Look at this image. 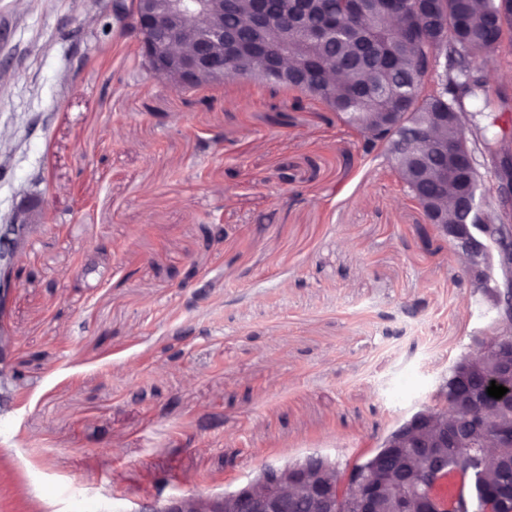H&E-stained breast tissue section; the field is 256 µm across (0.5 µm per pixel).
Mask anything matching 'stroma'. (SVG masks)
<instances>
[{
    "mask_svg": "<svg viewBox=\"0 0 512 512\" xmlns=\"http://www.w3.org/2000/svg\"><path fill=\"white\" fill-rule=\"evenodd\" d=\"M109 7L0 0V225L38 195L17 257L36 277L0 318V512H137L312 453L351 466L492 311L351 126L319 104L276 124L290 95L255 82L178 90L103 33Z\"/></svg>",
    "mask_w": 512,
    "mask_h": 512,
    "instance_id": "1",
    "label": "stroma"
}]
</instances>
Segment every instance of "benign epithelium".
Masks as SVG:
<instances>
[{"instance_id":"obj_1","label":"benign epithelium","mask_w":512,"mask_h":512,"mask_svg":"<svg viewBox=\"0 0 512 512\" xmlns=\"http://www.w3.org/2000/svg\"><path fill=\"white\" fill-rule=\"evenodd\" d=\"M132 20L150 71L184 91L194 90L204 77L224 80V0H130ZM492 190L498 200L494 220L486 218L484 202L472 210L468 224H435V228L456 246L464 270L475 285L483 278V257L495 251L500 276L492 283V303L501 320L511 328L508 335L482 337L469 353L477 363L494 354L500 377L509 379L508 392L493 406L475 403L467 385L469 370H460L453 395L439 388L430 404L389 433L380 455L387 465L363 470L336 469L321 456H309L294 463L264 468L259 475L226 490L221 495L186 494L157 498L139 512H293L302 504L306 512H377V504L390 497L394 487L402 489L400 512H458L459 497L453 489L470 476L448 471L445 449L452 441L471 435L483 436L477 445L478 461L484 467L491 459L501 460L502 449L512 448V418L501 417L512 408V129L505 131L504 146L498 150ZM32 205L25 202L7 231L0 233V316L15 280L13 267L18 248L31 222ZM457 415L459 426L448 428V414ZM412 451L427 465L429 481L416 484L403 469L405 454ZM507 482L485 488L482 512H501L508 500Z\"/></svg>"}]
</instances>
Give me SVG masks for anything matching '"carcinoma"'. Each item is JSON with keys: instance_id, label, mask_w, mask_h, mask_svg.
Instances as JSON below:
<instances>
[{"instance_id": "cac0c4a2", "label": "carcinoma", "mask_w": 512, "mask_h": 512, "mask_svg": "<svg viewBox=\"0 0 512 512\" xmlns=\"http://www.w3.org/2000/svg\"><path fill=\"white\" fill-rule=\"evenodd\" d=\"M270 16L264 39L271 51L288 43L295 0H267ZM251 0H224V29L235 30ZM395 23L387 28L367 8L348 11V0H306L304 24L320 31L316 39L297 41V63L284 71L267 68L263 59L226 55L224 78L255 80L274 90L293 92V107L318 102L365 138L363 155L380 153L392 160L404 188L426 218L438 210L437 189L448 182L454 191L482 198L484 180L467 178L448 166L443 178L439 158L445 151L492 152L500 142L494 99L489 90L464 74L485 65L501 48L499 37L512 29V6L505 0H446V27L419 41L408 33L417 0H390ZM343 21L329 34L332 20ZM440 112L467 113L474 121L464 136L456 121L439 120V133L428 139L416 132L431 126ZM470 216L454 204L440 220L465 224ZM475 448L459 443L448 448V469L465 470ZM502 469L488 466L471 489L480 499L483 485L500 482Z\"/></svg>"}]
</instances>
